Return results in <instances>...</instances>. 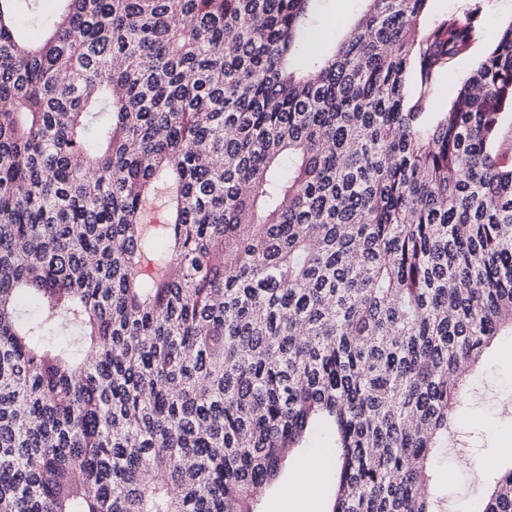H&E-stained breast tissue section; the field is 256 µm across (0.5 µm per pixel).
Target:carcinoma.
I'll return each instance as SVG.
<instances>
[{
	"mask_svg": "<svg viewBox=\"0 0 512 512\" xmlns=\"http://www.w3.org/2000/svg\"><path fill=\"white\" fill-rule=\"evenodd\" d=\"M0 0V512H442L462 375L512 336V21L480 6ZM478 512H512V467ZM362 2L360 0H326L322 3L323 14L327 19L329 25L327 30L329 36L341 35L343 26L340 25V20L344 23L350 22L361 10ZM469 3L473 4L474 2H471V0H432L429 3L425 22L429 25L433 24L448 15V12L462 10L464 5ZM472 1H479L481 5V14L478 20L483 30L482 43L473 53L459 60L450 74H447L443 81L436 86L434 95L442 108L447 107L460 82L477 65L482 48L493 44L497 40L503 25L512 19V0ZM326 447L325 439L315 435L304 448H299L287 459L279 479L267 489V494L262 498L263 512H329L331 510V501L327 495V487L333 478L331 472L324 469L315 479L310 480L307 494L301 500L291 498L302 497L305 489L294 485L288 486L300 479L303 472L301 466L304 463L311 472L320 469L318 455H310L307 459L306 457L314 452L322 456L321 448Z\"/></svg>",
	"mask_w": 512,
	"mask_h": 512,
	"instance_id": "carcinoma-1",
	"label": "carcinoma"
}]
</instances>
